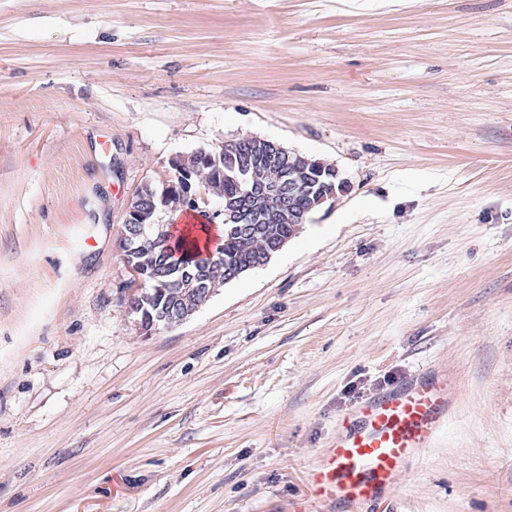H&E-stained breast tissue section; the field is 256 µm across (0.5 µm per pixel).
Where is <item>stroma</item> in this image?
<instances>
[{
  "label": "stroma",
  "instance_id": "stroma-1",
  "mask_svg": "<svg viewBox=\"0 0 512 512\" xmlns=\"http://www.w3.org/2000/svg\"><path fill=\"white\" fill-rule=\"evenodd\" d=\"M252 136L347 192L142 335L129 198ZM419 374L378 512H512V0H0V512H344L311 470Z\"/></svg>",
  "mask_w": 512,
  "mask_h": 512
}]
</instances>
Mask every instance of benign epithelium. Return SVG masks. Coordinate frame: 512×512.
<instances>
[{
  "label": "benign epithelium",
  "mask_w": 512,
  "mask_h": 512,
  "mask_svg": "<svg viewBox=\"0 0 512 512\" xmlns=\"http://www.w3.org/2000/svg\"><path fill=\"white\" fill-rule=\"evenodd\" d=\"M273 156L280 162L279 174L269 177L266 168L262 167L257 158ZM288 165V151L280 144L263 139L254 138L251 141L250 152L241 156L235 163L234 173L246 188V202L224 210V223L236 225L237 232L246 238H257L261 234L260 224L267 222L268 218L278 216L285 218L291 224H304L310 210L299 209L290 203L299 189L311 183L314 175L295 176L284 170ZM137 209L127 205L121 228V245L126 250L134 238H139L141 244L154 242L157 239V230L151 226L136 223ZM127 279L121 285V297L131 312H136L137 304L146 295L144 291L146 281L153 282V287L163 289L173 287L169 281L157 278L153 273L144 275L137 265L125 263ZM213 277L205 271L179 282L178 287L183 294H211L210 283ZM188 318L185 310L179 304H172L167 311V319L163 321L144 322L135 320L136 326L146 336H151L164 329L180 324Z\"/></svg>",
  "instance_id": "7a95c632"
}]
</instances>
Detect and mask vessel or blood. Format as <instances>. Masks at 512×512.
Here are the masks:
<instances>
[{
  "instance_id": "obj_1",
  "label": "vessel or blood",
  "mask_w": 512,
  "mask_h": 512,
  "mask_svg": "<svg viewBox=\"0 0 512 512\" xmlns=\"http://www.w3.org/2000/svg\"><path fill=\"white\" fill-rule=\"evenodd\" d=\"M447 407L446 384L423 380L358 401L357 422L343 424L311 473L312 495L370 512L439 430Z\"/></svg>"
}]
</instances>
